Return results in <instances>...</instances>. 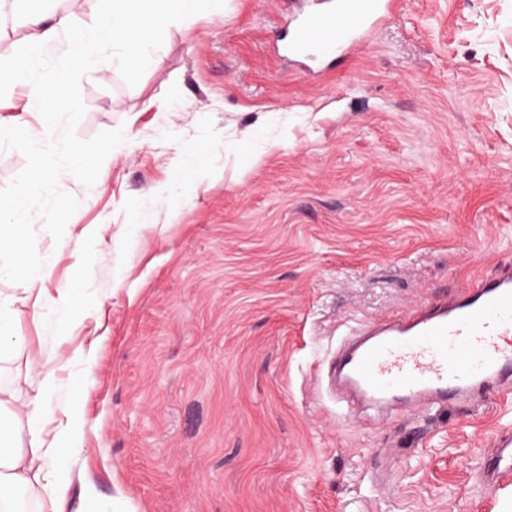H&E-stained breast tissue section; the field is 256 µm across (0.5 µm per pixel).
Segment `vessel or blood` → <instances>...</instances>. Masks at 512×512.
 I'll return each mask as SVG.
<instances>
[{"label":"vessel or blood","mask_w":512,"mask_h":512,"mask_svg":"<svg viewBox=\"0 0 512 512\" xmlns=\"http://www.w3.org/2000/svg\"><path fill=\"white\" fill-rule=\"evenodd\" d=\"M394 0H323L303 14L278 47L346 54L393 12ZM347 391L378 404H444L512 381V266L472 280L449 299L392 321L362 325L334 367ZM494 451L477 472L488 494L512 486V432L491 435Z\"/></svg>","instance_id":"vessel-or-blood-1"}]
</instances>
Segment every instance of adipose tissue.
I'll use <instances>...</instances> for the list:
<instances>
[{
    "mask_svg": "<svg viewBox=\"0 0 512 512\" xmlns=\"http://www.w3.org/2000/svg\"><path fill=\"white\" fill-rule=\"evenodd\" d=\"M193 0H112V21L97 31L100 41L120 47L128 61L129 73H136L145 45L150 41L156 22L189 12ZM15 13L31 29L29 44L9 68L14 83L30 86L31 103L44 117H51L69 101L71 70L91 68L80 34L68 43L70 69L57 72L49 80L36 81L42 47L56 41L67 22L53 19L32 0H12ZM58 363L47 356L37 364L40 376L38 397L25 415L0 411V512H22L20 495L36 490L41 512H64L69 492L67 461L80 443L79 427L74 419L59 424L53 442H45L43 430L49 413L48 399L56 390Z\"/></svg>",
    "mask_w": 512,
    "mask_h": 512,
    "instance_id": "obj_1",
    "label": "adipose tissue"
}]
</instances>
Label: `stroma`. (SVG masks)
Listing matches in <instances>:
<instances>
[{"mask_svg": "<svg viewBox=\"0 0 512 512\" xmlns=\"http://www.w3.org/2000/svg\"><path fill=\"white\" fill-rule=\"evenodd\" d=\"M309 0H197L159 22L127 76L102 42L79 139L122 130L48 271L0 278V388L22 414L57 357L53 438L81 425L67 512L487 510L476 466L512 398L336 412L339 332L426 306L512 265V0H400L343 59L276 45ZM90 33L109 0H45ZM30 30L0 0V68ZM45 122L0 86V126ZM80 278L85 309L62 319ZM89 360H75L76 351ZM80 375L84 386L72 391Z\"/></svg>", "mask_w": 512, "mask_h": 512, "instance_id": "35a3bbf8", "label": "stroma"}]
</instances>
